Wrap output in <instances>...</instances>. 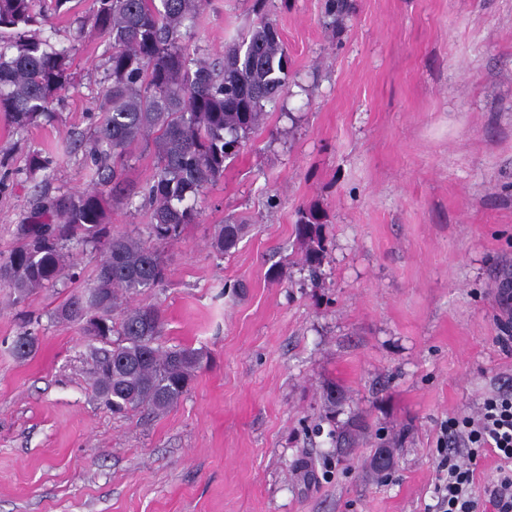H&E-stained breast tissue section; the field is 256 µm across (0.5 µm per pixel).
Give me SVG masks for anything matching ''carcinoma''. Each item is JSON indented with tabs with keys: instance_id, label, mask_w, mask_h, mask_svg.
Listing matches in <instances>:
<instances>
[{
	"instance_id": "1",
	"label": "carcinoma",
	"mask_w": 512,
	"mask_h": 512,
	"mask_svg": "<svg viewBox=\"0 0 512 512\" xmlns=\"http://www.w3.org/2000/svg\"><path fill=\"white\" fill-rule=\"evenodd\" d=\"M33 2L0 0V31H8L0 34V112L19 134L41 118L50 121L54 101L69 84V50L41 37ZM204 3L93 0L87 23L110 45L100 117L84 143L93 188L48 199L32 223L21 225L17 244L0 255V287L11 289L18 302L59 281L76 282L70 246L99 255L89 285L72 292L56 316L82 327L93 360L92 391L118 413L177 404L207 364L201 349L161 348V312L131 307L127 297L165 281L163 248L198 222V198L224 177L226 161L264 124L266 107L288 84V50L265 12L247 36L228 46L220 67L191 53L182 29ZM141 145L155 158L144 193L151 214L149 241L114 233L106 221L109 197L124 192L125 167ZM56 163L53 154L34 151L27 170L46 176ZM244 230L243 224L219 225L211 248L230 252ZM294 232L314 275L324 259L317 212L300 213ZM37 348L38 338L26 329L11 344L18 359L33 356ZM337 407L336 385L330 384L324 419L333 425V439L341 435Z\"/></svg>"
}]
</instances>
